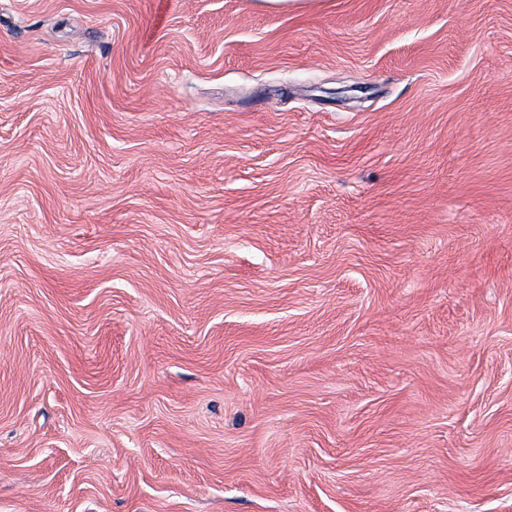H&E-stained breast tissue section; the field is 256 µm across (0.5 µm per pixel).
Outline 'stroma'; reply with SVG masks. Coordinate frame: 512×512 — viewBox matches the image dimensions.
<instances>
[{
	"instance_id": "obj_1",
	"label": "stroma",
	"mask_w": 512,
	"mask_h": 512,
	"mask_svg": "<svg viewBox=\"0 0 512 512\" xmlns=\"http://www.w3.org/2000/svg\"><path fill=\"white\" fill-rule=\"evenodd\" d=\"M0 512H512V0H0Z\"/></svg>"
}]
</instances>
